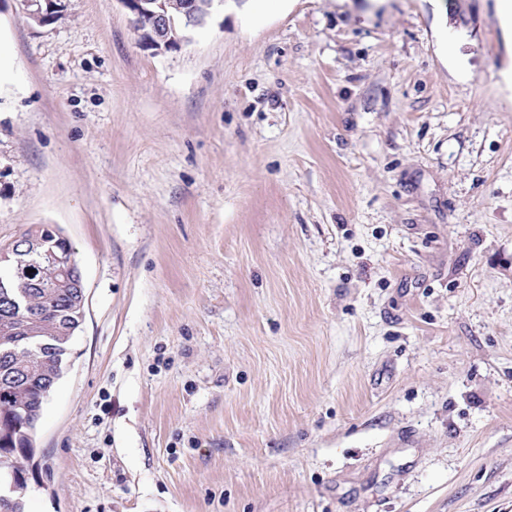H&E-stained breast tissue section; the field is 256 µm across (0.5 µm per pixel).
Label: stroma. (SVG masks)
<instances>
[{
  "label": "stroma",
  "mask_w": 512,
  "mask_h": 512,
  "mask_svg": "<svg viewBox=\"0 0 512 512\" xmlns=\"http://www.w3.org/2000/svg\"><path fill=\"white\" fill-rule=\"evenodd\" d=\"M62 4L0 0V246L86 287L26 512H512L498 0ZM60 0H20L22 10L33 24L45 25L51 20L53 11H59ZM167 0L169 14L175 18L182 13L183 18L177 31L174 19L168 15L167 9L159 0H120L123 7L129 12L134 28L141 36L146 47L156 50H177L184 42L189 41L190 35L203 26V15L211 16L212 12L222 7L227 1L236 0ZM146 4H154L155 8H148ZM183 9V12H182Z\"/></svg>",
  "instance_id": "stroma-1"
}]
</instances>
